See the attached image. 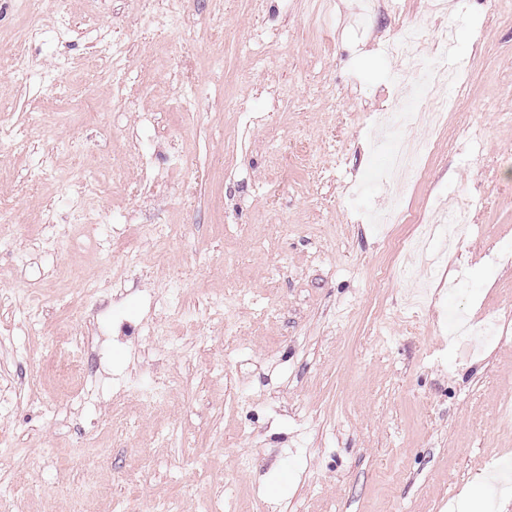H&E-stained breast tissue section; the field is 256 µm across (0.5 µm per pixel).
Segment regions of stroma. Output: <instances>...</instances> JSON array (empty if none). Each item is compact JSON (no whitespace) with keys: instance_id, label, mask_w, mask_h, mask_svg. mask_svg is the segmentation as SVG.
<instances>
[{"instance_id":"obj_1","label":"stroma","mask_w":512,"mask_h":512,"mask_svg":"<svg viewBox=\"0 0 512 512\" xmlns=\"http://www.w3.org/2000/svg\"><path fill=\"white\" fill-rule=\"evenodd\" d=\"M0 0V501L24 512H512V334L460 355L446 311L512 325V0L454 13L464 63L406 220L346 187L386 165L382 53L404 22L433 54L427 0ZM41 38L20 41L26 27ZM469 209L436 298L389 238ZM129 222L112 253L111 220ZM98 245L97 290L62 281ZM460 291L449 292V280ZM184 282L177 307L166 291ZM86 352L64 378L58 353Z\"/></svg>"}]
</instances>
